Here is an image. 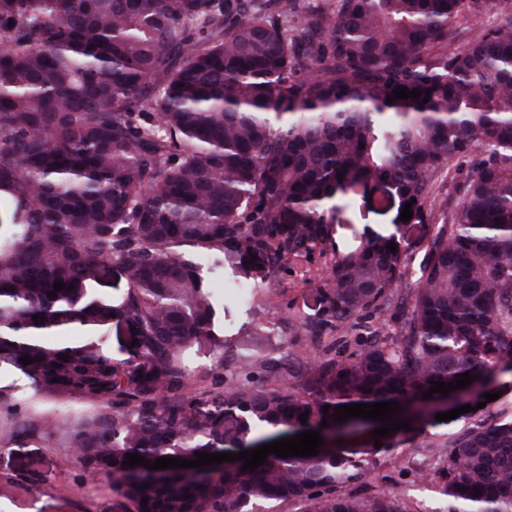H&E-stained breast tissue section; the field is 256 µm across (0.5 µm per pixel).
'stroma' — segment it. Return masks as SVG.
I'll return each mask as SVG.
<instances>
[{"mask_svg":"<svg viewBox=\"0 0 512 512\" xmlns=\"http://www.w3.org/2000/svg\"><path fill=\"white\" fill-rule=\"evenodd\" d=\"M376 204L362 205L360 216L353 223L338 226V236L358 243L377 235L399 232L410 247L412 265H419L425 252L427 227L423 224L401 221L397 198L388 197L385 188H378ZM254 265L244 256L231 254L224 259V274L215 279L213 290L224 301V334L232 336L263 325L266 335L255 342L270 357L280 358L291 349H311L309 337L291 336L284 331L282 321L287 311L281 302H289L291 310L302 316L314 317L319 297L301 282L300 273H283L275 288L280 302L266 306L260 321H253L238 305L232 288L240 282L258 280ZM463 420L443 424L428 420L414 425L412 430L394 434V445L382 448L370 464L375 484L410 498L415 512H443L445 502L434 488L420 484L421 470H432L434 464L420 448L423 440L442 439L449 432L463 427ZM12 475L31 480L29 490L5 485L4 476ZM0 512H124V504L107 480L93 483L82 481L73 449L46 447L41 442H27L0 447Z\"/></svg>","mask_w":512,"mask_h":512,"instance_id":"1","label":"stroma"}]
</instances>
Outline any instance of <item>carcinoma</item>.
Returning <instances> with one entry per match:
<instances>
[{
	"label": "carcinoma",
	"instance_id": "1",
	"mask_svg": "<svg viewBox=\"0 0 512 512\" xmlns=\"http://www.w3.org/2000/svg\"><path fill=\"white\" fill-rule=\"evenodd\" d=\"M489 2L0 0V362L27 398L86 407L63 430L0 389V434L62 433L82 476L109 480L127 512H412L363 490L373 428L338 444L365 419L332 414L396 401L395 420L420 422L432 382L467 372L486 387L512 359V9L448 50ZM401 87L422 96L387 103ZM463 162L450 212L439 182ZM372 183L401 207L416 200L412 220L429 225L419 272L395 234L338 246L302 279L317 319L288 313V335L329 336L321 350L271 360L238 339L224 369L209 292L224 256H256L273 285L326 256ZM112 267L128 274L117 303L94 288ZM380 311L389 319L369 323ZM114 322L137 338L125 360L108 353ZM73 329L81 340L54 341ZM204 343L216 376L188 370ZM305 431L320 432L319 454H270L253 472L122 465ZM422 448L441 466L419 477L439 480L447 512H512V402Z\"/></svg>",
	"mask_w": 512,
	"mask_h": 512
}]
</instances>
